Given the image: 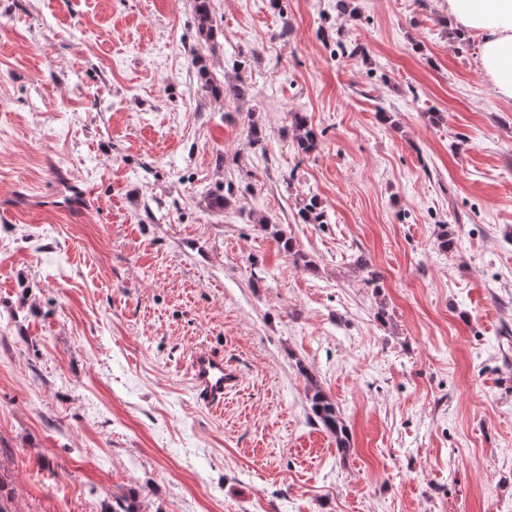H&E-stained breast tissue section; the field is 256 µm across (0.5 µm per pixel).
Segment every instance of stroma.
Masks as SVG:
<instances>
[{"instance_id":"stroma-1","label":"stroma","mask_w":512,"mask_h":512,"mask_svg":"<svg viewBox=\"0 0 512 512\" xmlns=\"http://www.w3.org/2000/svg\"><path fill=\"white\" fill-rule=\"evenodd\" d=\"M353 5L213 0L206 43L193 0H0L12 512H512V100L446 0ZM193 61L195 65L199 66L198 73L200 76V91L210 93L213 96H218L222 93L224 94V99L233 98L238 100L244 97L246 90L242 84L224 82L222 86L217 85L214 77L208 71L207 66L203 64L202 59L195 57L193 58ZM291 129L294 140L301 153H310L317 146V136L307 119L296 112L292 116ZM189 376L198 398L212 408L223 405L225 392L238 383L237 374L224 367V356L206 349L194 354ZM310 386V408L314 417L336 438L337 448L341 450L347 448L349 444L347 426L336 404L314 382H310Z\"/></svg>"}]
</instances>
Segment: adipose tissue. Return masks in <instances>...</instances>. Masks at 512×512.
Masks as SVG:
<instances>
[{
	"instance_id": "obj_1",
	"label": "adipose tissue",
	"mask_w": 512,
	"mask_h": 512,
	"mask_svg": "<svg viewBox=\"0 0 512 512\" xmlns=\"http://www.w3.org/2000/svg\"><path fill=\"white\" fill-rule=\"evenodd\" d=\"M458 32L482 37L480 66L498 94L512 99V0H447Z\"/></svg>"
}]
</instances>
